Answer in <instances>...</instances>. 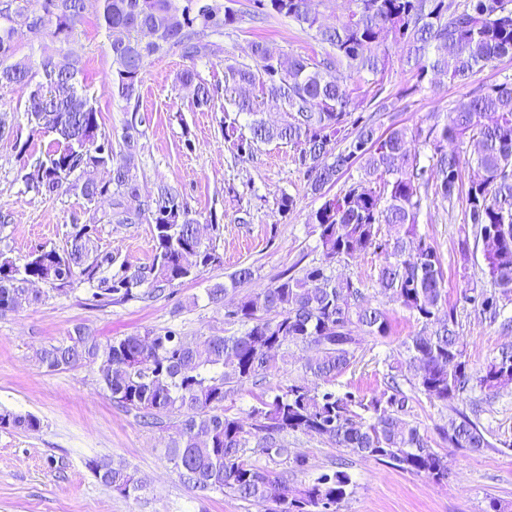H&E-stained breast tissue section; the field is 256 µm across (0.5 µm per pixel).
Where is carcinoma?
Listing matches in <instances>:
<instances>
[{
  "instance_id": "carcinoma-1",
  "label": "carcinoma",
  "mask_w": 512,
  "mask_h": 512,
  "mask_svg": "<svg viewBox=\"0 0 512 512\" xmlns=\"http://www.w3.org/2000/svg\"><path fill=\"white\" fill-rule=\"evenodd\" d=\"M100 24L109 40L112 95L139 98L150 57L171 49L195 61L208 49L211 32L241 22L223 0H99ZM354 9L325 25L310 14L308 0H253L251 20L287 17L329 47L320 57H284L263 41L251 42L253 64L225 65L224 142L237 158H251L259 145L285 141L311 193L321 200L310 214L318 257L297 261L267 287L243 294L224 313L222 332L188 338L167 329H145L105 342L78 327L36 350L48 372L88 365L112 403L135 413L148 429L168 430L162 448L179 477L203 492H220L261 507L260 512H341L353 493L351 475L330 469L296 485L288 473L304 472L308 461L292 451L288 437L301 434L336 448L382 461L402 471L441 482L446 456L435 450L416 421L413 404L427 401L453 414L438 429L450 448H493L481 415L500 391L512 386V346L483 363L466 359L456 307L444 288L443 259L418 231L419 216L436 200L454 208L465 202L462 266L481 255L480 284L466 287L464 299L481 319L512 334V82L473 93L425 127L391 126L378 131L379 113L363 102L350 82L383 75L400 50V65L411 74V97L445 78L465 84L478 71L512 59V0H353ZM85 0H0V86L29 90L26 116L33 131L56 135L43 157L19 150L17 162L26 189L42 195L72 191L87 204L102 199L110 210L93 209L86 224H74L65 248L36 250L21 265L0 252V316L45 294L33 282L65 293L79 280L103 305L149 300L192 280L200 269L221 263L212 243L200 235V220L174 189L159 186L143 196L135 158L144 150L152 114L133 108L119 151L102 132L101 112L79 82L74 63L60 66L52 54L37 60L15 58L16 27L34 38L61 44L74 37ZM197 109L211 107L218 89L194 68L178 76ZM280 103L283 117H264L265 104ZM251 116L248 130L239 123ZM420 142L425 158L408 145ZM475 141L467 159L460 147ZM107 169V181L98 172ZM346 178L343 189L331 186ZM153 225L155 252L147 264L112 269L110 253L99 250L100 224ZM387 230H382V226ZM371 252L382 258L377 293L388 295L417 326L392 351L379 389L370 396L333 388L349 370L368 338L386 340L388 311L362 282L336 274ZM252 279L241 267L227 281L206 289L212 304ZM311 350L303 376L267 386V374L292 349ZM254 389L255 404L235 408V397ZM32 413L0 408V428L37 432ZM263 455L288 464L274 474L252 460ZM88 470L105 487L136 501L146 485L126 465L90 457Z\"/></svg>"
}]
</instances>
